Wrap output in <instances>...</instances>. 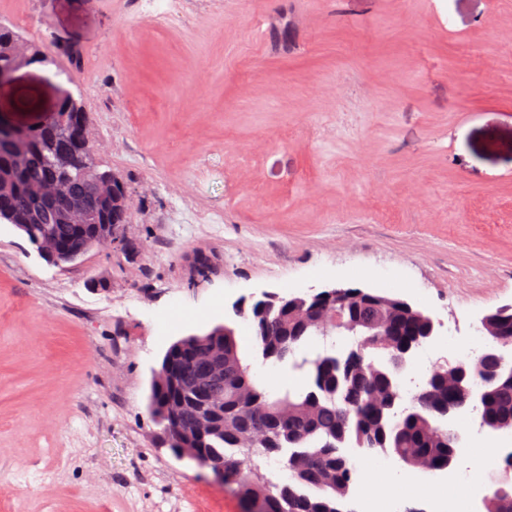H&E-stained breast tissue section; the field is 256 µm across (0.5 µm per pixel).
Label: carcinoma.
<instances>
[{"instance_id": "carcinoma-1", "label": "carcinoma", "mask_w": 512, "mask_h": 512, "mask_svg": "<svg viewBox=\"0 0 512 512\" xmlns=\"http://www.w3.org/2000/svg\"><path fill=\"white\" fill-rule=\"evenodd\" d=\"M22 41L0 24V67L41 63L50 53L49 46L34 44L21 61L13 48ZM60 111L72 129L66 140L40 127L22 138L0 133V223L15 225L31 243L50 238L73 263L98 248L108 224L127 218L126 187L115 174L111 195H97L92 183L104 170L86 135V111L74 97L63 100ZM59 152L89 167L71 198L92 215L91 224H69L59 214L60 204L35 197L36 185L61 177L50 163ZM338 307L348 313L354 344L297 357L312 337L336 333L331 319ZM246 315L262 363L298 373L297 387L277 394L257 384L251 364L240 355L236 330L219 325L168 347L160 363L165 374L152 379L149 396L153 420L177 430L175 439L163 437L172 454L224 465V484L235 490L246 512H354L344 508L357 475L346 448L392 453L409 467L433 473L448 469L460 439L448 424V398L469 384L484 391L473 409L479 426L512 430V371L499 369L488 377L464 362L444 364L404 395L395 360L407 346L427 341L431 317L390 293L355 288L322 300L313 294L280 297L253 302ZM482 328L499 348L512 340V314ZM271 458L288 472V482L262 472L261 462ZM485 510L512 512V482L498 483Z\"/></svg>"}]
</instances>
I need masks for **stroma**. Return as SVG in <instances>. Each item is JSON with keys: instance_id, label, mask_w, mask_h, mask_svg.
I'll return each instance as SVG.
<instances>
[{"instance_id": "35a3bbf8", "label": "stroma", "mask_w": 512, "mask_h": 512, "mask_svg": "<svg viewBox=\"0 0 512 512\" xmlns=\"http://www.w3.org/2000/svg\"><path fill=\"white\" fill-rule=\"evenodd\" d=\"M0 22L58 48L0 81V119L38 122L72 75L134 198L124 242L62 267L0 223V512H244L147 408L168 346L224 323L260 383L297 384L237 301L394 292L437 328L415 377L512 304V0H0ZM451 424V474L512 450ZM417 474L384 455L353 497Z\"/></svg>"}]
</instances>
